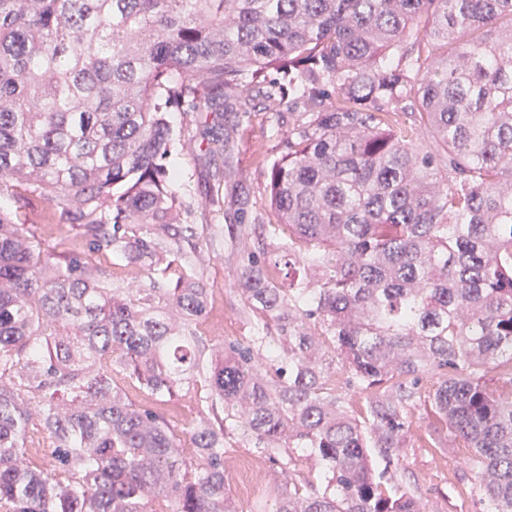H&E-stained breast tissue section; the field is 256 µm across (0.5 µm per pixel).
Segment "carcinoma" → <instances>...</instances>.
Masks as SVG:
<instances>
[{"label": "carcinoma", "mask_w": 512, "mask_h": 512, "mask_svg": "<svg viewBox=\"0 0 512 512\" xmlns=\"http://www.w3.org/2000/svg\"><path fill=\"white\" fill-rule=\"evenodd\" d=\"M254 85L288 130L226 339L168 244L171 115L215 114L213 159ZM32 195L80 241L46 250ZM3 197L0 512H239L233 439L294 471L257 512H424L389 467L431 373L483 512H512V0H0Z\"/></svg>", "instance_id": "1"}]
</instances>
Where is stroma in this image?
Segmentation results:
<instances>
[{"instance_id":"stroma-1","label":"stroma","mask_w":512,"mask_h":512,"mask_svg":"<svg viewBox=\"0 0 512 512\" xmlns=\"http://www.w3.org/2000/svg\"><path fill=\"white\" fill-rule=\"evenodd\" d=\"M255 109L247 116L227 113L224 123L236 127L235 147L226 163L230 178L217 181L216 161L200 151L204 119L197 112L172 116L177 134L186 143L169 162L178 171L173 190L182 203V224L191 226L194 238L177 239L183 250L199 247V266L210 286L209 316L214 335L241 338L251 335L255 318L238 290V269L244 250L252 247L257 213L267 211V188L260 154L272 151L275 124L261 89H252ZM438 381L424 377L419 396L409 409L406 445L394 467L398 479L419 497L426 512H482L476 491L478 479L470 465L471 452L463 442H449L444 423L431 411L426 396ZM224 468L230 493L240 512H253L260 495L284 487L288 475L261 453L243 443L226 452Z\"/></svg>"}]
</instances>
